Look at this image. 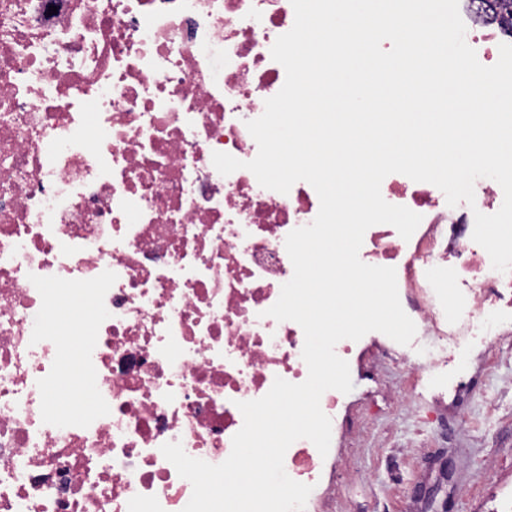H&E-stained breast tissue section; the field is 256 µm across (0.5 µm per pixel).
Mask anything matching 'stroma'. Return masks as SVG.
<instances>
[{"instance_id": "35a3bbf8", "label": "stroma", "mask_w": 512, "mask_h": 512, "mask_svg": "<svg viewBox=\"0 0 512 512\" xmlns=\"http://www.w3.org/2000/svg\"><path fill=\"white\" fill-rule=\"evenodd\" d=\"M476 377L456 411L432 415L415 400L377 410L354 386L361 423L337 451L348 474L324 512H501L512 502V335Z\"/></svg>"}]
</instances>
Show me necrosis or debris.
Returning a JSON list of instances; mask_svg holds the SVG:
<instances>
[{
    "label": "necrosis or debris",
    "instance_id": "1",
    "mask_svg": "<svg viewBox=\"0 0 512 512\" xmlns=\"http://www.w3.org/2000/svg\"><path fill=\"white\" fill-rule=\"evenodd\" d=\"M459 12L497 62L478 0ZM294 19L291 0H0V512H183L192 485L162 445L222 463L238 402L306 380L302 328L266 311L293 275L285 239L319 197L212 162L256 157L246 123L284 84L271 48ZM474 193L451 207L433 184L383 180L422 221L407 240L371 226L359 256L395 268L416 335L335 346L351 364L380 346L447 410L469 351L512 334V272L472 239L504 193L490 178ZM284 468L316 512L340 460L300 439Z\"/></svg>",
    "mask_w": 512,
    "mask_h": 512
}]
</instances>
